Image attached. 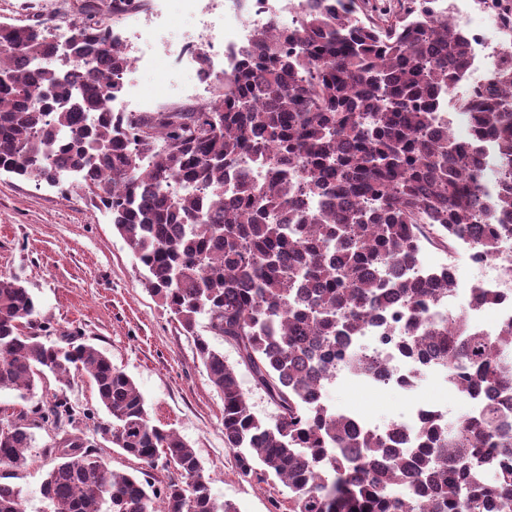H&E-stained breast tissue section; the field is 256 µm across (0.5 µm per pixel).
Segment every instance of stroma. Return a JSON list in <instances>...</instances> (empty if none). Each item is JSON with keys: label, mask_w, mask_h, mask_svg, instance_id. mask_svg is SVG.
Wrapping results in <instances>:
<instances>
[{"label": "stroma", "mask_w": 512, "mask_h": 512, "mask_svg": "<svg viewBox=\"0 0 512 512\" xmlns=\"http://www.w3.org/2000/svg\"><path fill=\"white\" fill-rule=\"evenodd\" d=\"M0 0V22L25 25L50 20L63 29L80 19L84 0ZM213 25L199 23L198 0H165L164 27L149 32V17H126L129 54L147 51L148 70L134 74L143 98L181 97L191 76L177 71L173 60L187 37L219 35L224 25V0H213ZM145 270L113 227L108 213L98 209L80 189L60 190L43 182L0 173V275L18 276L35 299V331L59 342L77 334L111 358L115 367L136 383L154 424L175 431L193 447L211 478L213 495L236 504L239 512H273L272 499L287 501V492L238 474L232 452L224 446V399L210 382L185 335L169 311L145 289ZM65 390L72 404L92 406L97 422L109 416L99 409L96 388L84 375L68 387L46 376L33 396L0 391V412L10 413L24 403H39ZM326 403L344 413L359 406L371 423L382 425L405 412L407 398L387 389L327 385ZM54 439L39 429L29 449L28 465L15 485L22 490L25 512H44L41 486L52 468L44 448Z\"/></svg>", "instance_id": "1"}]
</instances>
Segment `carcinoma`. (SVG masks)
Returning a JSON list of instances; mask_svg holds the SVG:
<instances>
[{"mask_svg":"<svg viewBox=\"0 0 512 512\" xmlns=\"http://www.w3.org/2000/svg\"><path fill=\"white\" fill-rule=\"evenodd\" d=\"M361 3L308 9L287 30L269 19L198 112L108 110L129 55L89 0L54 66L39 65L51 25L1 23L0 172L52 186L75 178L111 215L224 396L238 473L282 484L288 512H487L512 502V321L480 332L468 306L426 321L454 280L408 271L434 242L428 228L487 256L512 235V69L457 97L471 37L437 0L377 22L359 19ZM445 106L471 113L474 143L496 148L508 185L495 196L435 129ZM248 158L263 179L244 169ZM174 182L196 191L172 192ZM35 313L21 280L0 276V390L25 396L47 372L62 383L87 375L111 417L95 432L145 469H110L82 432L94 410L61 393L11 414L1 470L25 469L33 429L51 425L63 434L45 449L47 512H238L212 495L194 449L152 423L129 376L81 336L39 340ZM202 315L238 364L196 331ZM390 315L403 324L385 340L416 363H446L481 394L477 412L430 418L411 442L395 422L358 427L314 399L365 321ZM239 364L274 416L253 412ZM160 459L164 482L150 473ZM0 512H22L19 487L0 482Z\"/></svg>","mask_w":512,"mask_h":512,"instance_id":"obj_1","label":"carcinoma"}]
</instances>
